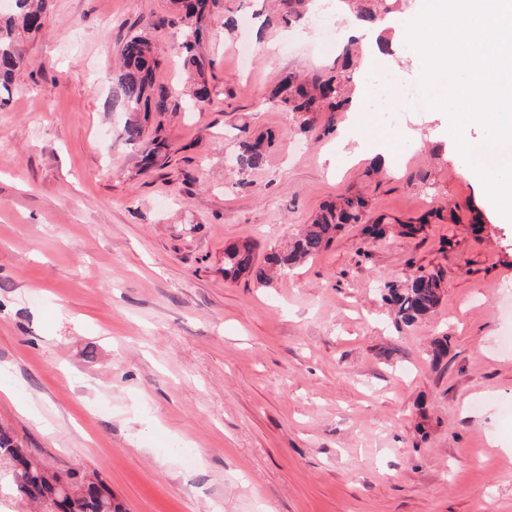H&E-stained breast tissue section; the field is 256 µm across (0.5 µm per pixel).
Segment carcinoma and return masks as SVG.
Segmentation results:
<instances>
[{"label": "carcinoma", "instance_id": "obj_1", "mask_svg": "<svg viewBox=\"0 0 512 512\" xmlns=\"http://www.w3.org/2000/svg\"><path fill=\"white\" fill-rule=\"evenodd\" d=\"M14 13L0 14V90H9L16 71L25 65L20 49L24 33L40 31L46 23L45 0H13ZM219 0H178L179 21L191 27V35L181 44L188 70L201 76L208 65L195 50L202 23L211 15ZM355 9L357 20L366 28L376 26L382 16L397 8L399 0H345ZM282 19L291 22L301 16L307 0H278ZM350 60L330 75L288 76L272 93L276 106L293 116L299 126L310 124L316 112H341L349 107ZM160 67L152 39L134 34L121 49V65L116 81L120 97L130 118L124 126L126 142L135 145L144 133L143 120L151 112L169 111L168 93L156 84ZM271 139L260 135L242 143L236 163L241 174L260 167L267 156ZM367 207L359 195H345L317 213L283 248L272 250L258 259L255 244L244 240L224 251V277L247 275L261 287H270L275 279L291 272L299 263L310 260L327 249L336 234L347 224L362 222ZM443 299L442 279L437 274L411 277L399 287L387 286L385 300L395 311L396 323L411 325L431 315ZM12 461L16 490L23 496L46 504L50 512H124L99 475L88 476L75 470L49 468L26 448L13 447V440L0 432V457Z\"/></svg>", "mask_w": 512, "mask_h": 512}]
</instances>
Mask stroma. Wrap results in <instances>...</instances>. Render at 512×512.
Segmentation results:
<instances>
[{
  "label": "stroma",
  "instance_id": "obj_1",
  "mask_svg": "<svg viewBox=\"0 0 512 512\" xmlns=\"http://www.w3.org/2000/svg\"><path fill=\"white\" fill-rule=\"evenodd\" d=\"M425 5L387 16L376 61L415 87L401 32ZM47 6L0 106V430L48 466L98 473L127 512H512V223L447 113H405L406 145L357 104L303 130L271 103L288 74L335 66L352 20L339 0L288 24L272 0H221L197 42L211 98L194 110L175 0ZM161 17L157 80L177 109L148 167L113 77L125 40ZM266 131L265 161L238 174L241 142ZM348 194L364 224L422 229L374 240L350 224L272 287L225 278V248L265 254ZM429 273L441 304L397 327L386 286Z\"/></svg>",
  "mask_w": 512,
  "mask_h": 512
}]
</instances>
